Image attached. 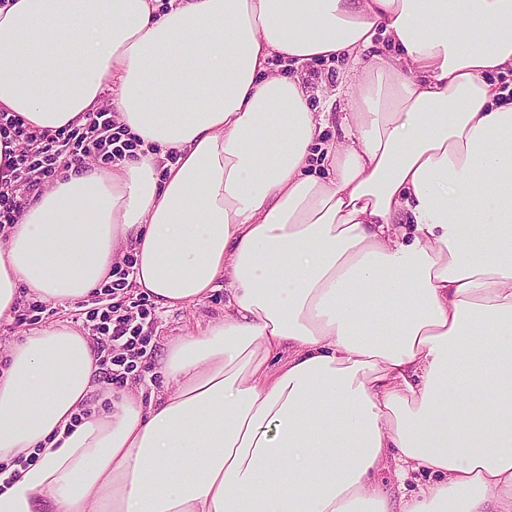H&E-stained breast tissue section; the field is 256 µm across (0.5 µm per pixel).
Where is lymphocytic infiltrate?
<instances>
[{"mask_svg":"<svg viewBox=\"0 0 512 512\" xmlns=\"http://www.w3.org/2000/svg\"><path fill=\"white\" fill-rule=\"evenodd\" d=\"M0 132L12 134L22 145L12 161L18 170L19 185L0 183V228L15 223L21 211L18 190H40L72 165L84 164L90 156L105 165L121 162L132 156L138 145L115 113L106 109L89 113L81 127L42 135L29 134L18 119L1 113ZM100 293L97 307L86 316L85 326L96 344L104 382L121 385L137 370L139 359L147 352L151 336L144 326L152 317L153 306L144 298L134 306H122L114 301L115 289L109 283Z\"/></svg>","mask_w":512,"mask_h":512,"instance_id":"lymphocytic-infiltrate-1","label":"lymphocytic infiltrate"}]
</instances>
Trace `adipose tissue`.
<instances>
[{
    "instance_id": "obj_1",
    "label": "adipose tissue",
    "mask_w": 512,
    "mask_h": 512,
    "mask_svg": "<svg viewBox=\"0 0 512 512\" xmlns=\"http://www.w3.org/2000/svg\"><path fill=\"white\" fill-rule=\"evenodd\" d=\"M341 58L313 109L302 66ZM511 72L512 0L0 6V112L54 133L106 104L139 141L0 231V325L129 254L159 307L229 294L108 410L89 336L14 342L0 512H512ZM384 469L431 479L397 508Z\"/></svg>"
}]
</instances>
